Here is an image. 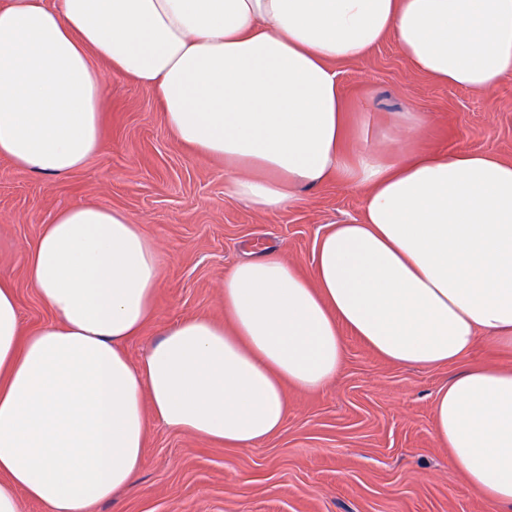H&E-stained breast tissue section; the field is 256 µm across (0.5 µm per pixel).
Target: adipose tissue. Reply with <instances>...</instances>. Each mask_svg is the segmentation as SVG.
Masks as SVG:
<instances>
[{
  "instance_id": "adipose-tissue-1",
  "label": "adipose tissue",
  "mask_w": 512,
  "mask_h": 512,
  "mask_svg": "<svg viewBox=\"0 0 512 512\" xmlns=\"http://www.w3.org/2000/svg\"><path fill=\"white\" fill-rule=\"evenodd\" d=\"M389 37L444 84L486 93L512 77V0H0V156L18 172L55 179L101 150L113 74L155 92L178 143L223 160L231 201L277 212L341 173L363 191L310 274L240 261L223 321L182 320L136 363L125 343L155 314L157 242L119 210L58 211L27 266L54 323L26 332L0 281V512L111 501L136 485L154 424L230 448L271 438L287 387L335 379L347 331L397 365H451L483 340L512 351V162L343 156L333 64ZM432 432L449 470L512 512V368L456 373Z\"/></svg>"
}]
</instances>
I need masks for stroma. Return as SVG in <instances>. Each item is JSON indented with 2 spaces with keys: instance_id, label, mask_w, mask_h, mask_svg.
I'll return each instance as SVG.
<instances>
[{
  "instance_id": "stroma-1",
  "label": "stroma",
  "mask_w": 512,
  "mask_h": 512,
  "mask_svg": "<svg viewBox=\"0 0 512 512\" xmlns=\"http://www.w3.org/2000/svg\"><path fill=\"white\" fill-rule=\"evenodd\" d=\"M351 107L346 151L368 144L392 159L401 113L429 115L407 154L492 151L512 161V78L478 93L415 74L394 39L363 60L336 66ZM103 147L86 166L47 180L18 173L0 157V279L12 284L26 329L54 317L26 267L42 224L75 203L126 212L161 249L156 315L126 343L132 362L171 325L224 317L225 274L250 254L275 251L312 270L313 248L328 225L360 217L362 192L331 178L303 189L298 205L259 214L224 194V164L181 146L161 121L152 89L108 77ZM336 379L317 391L287 387L282 430L251 448H227L151 426L137 485L96 512H491L448 471L433 438L438 389L472 365L512 367V353L480 342L453 365H394L345 333Z\"/></svg>"
}]
</instances>
